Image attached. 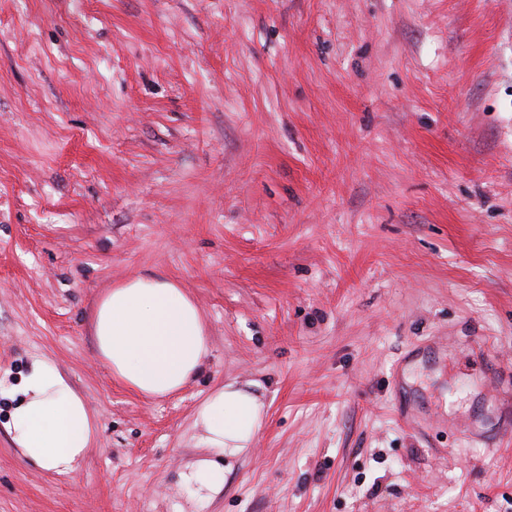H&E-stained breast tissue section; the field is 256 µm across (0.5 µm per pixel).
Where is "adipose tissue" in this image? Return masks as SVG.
Here are the masks:
<instances>
[{"instance_id": "1", "label": "adipose tissue", "mask_w": 512, "mask_h": 512, "mask_svg": "<svg viewBox=\"0 0 512 512\" xmlns=\"http://www.w3.org/2000/svg\"><path fill=\"white\" fill-rule=\"evenodd\" d=\"M93 334L113 377L147 398L189 385L210 353L201 311L185 288L164 277L134 276L113 287L97 305ZM21 392L7 424L12 443L26 462L59 474L73 471L95 436L83 399L47 359L32 363ZM265 416L263 400L249 388L228 382L210 392L196 419L205 446L224 460L197 461L186 484L200 496L218 491L225 462L249 450Z\"/></svg>"}]
</instances>
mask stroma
<instances>
[{"instance_id":"stroma-1","label":"stroma","mask_w":512,"mask_h":512,"mask_svg":"<svg viewBox=\"0 0 512 512\" xmlns=\"http://www.w3.org/2000/svg\"><path fill=\"white\" fill-rule=\"evenodd\" d=\"M154 274L210 340L161 399L92 330ZM39 357L95 441L29 464L1 396L0 512H512V0H0V388ZM266 416L261 397L247 387L235 382L210 392L196 412V421L204 430L206 448L223 454L224 465L210 459L194 463L184 475L185 483L201 499L208 498L224 486L225 473L231 460L245 454Z\"/></svg>"}]
</instances>
